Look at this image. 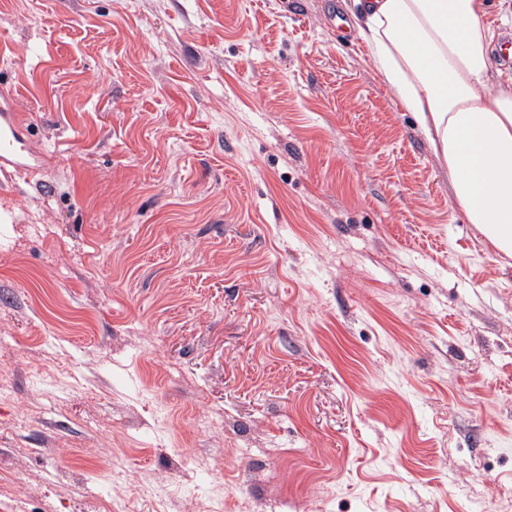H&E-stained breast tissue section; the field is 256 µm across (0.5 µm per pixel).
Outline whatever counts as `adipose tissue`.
Listing matches in <instances>:
<instances>
[{"label": "adipose tissue", "mask_w": 512, "mask_h": 512, "mask_svg": "<svg viewBox=\"0 0 512 512\" xmlns=\"http://www.w3.org/2000/svg\"><path fill=\"white\" fill-rule=\"evenodd\" d=\"M355 36L413 113L468 223L512 258V79L494 72L486 0H353Z\"/></svg>", "instance_id": "1"}]
</instances>
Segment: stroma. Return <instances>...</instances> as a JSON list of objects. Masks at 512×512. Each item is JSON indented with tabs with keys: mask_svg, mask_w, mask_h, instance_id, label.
I'll return each mask as SVG.
<instances>
[{
	"mask_svg": "<svg viewBox=\"0 0 512 512\" xmlns=\"http://www.w3.org/2000/svg\"><path fill=\"white\" fill-rule=\"evenodd\" d=\"M0 512H512V259L345 0H0ZM27 117L19 111L14 94L0 93V171L12 170L26 177H36L50 162L49 152L32 144Z\"/></svg>",
	"mask_w": 512,
	"mask_h": 512,
	"instance_id": "35a3bbf8",
	"label": "stroma"
}]
</instances>
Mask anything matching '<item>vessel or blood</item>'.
Returning <instances> with one entry per match:
<instances>
[{
    "mask_svg": "<svg viewBox=\"0 0 512 512\" xmlns=\"http://www.w3.org/2000/svg\"><path fill=\"white\" fill-rule=\"evenodd\" d=\"M49 152L36 148L28 134L27 117L20 112L12 92L0 93V171L12 170L28 177L40 175Z\"/></svg>",
    "mask_w": 512,
    "mask_h": 512,
    "instance_id": "obj_1",
    "label": "vessel or blood"
}]
</instances>
